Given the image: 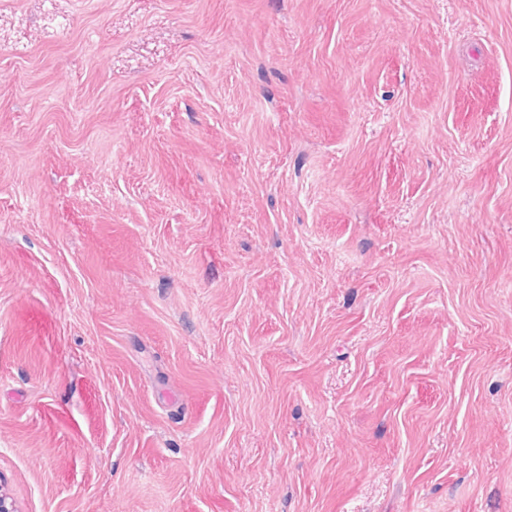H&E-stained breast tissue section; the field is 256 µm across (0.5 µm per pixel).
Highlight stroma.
<instances>
[{"label":"stroma","instance_id":"1","mask_svg":"<svg viewBox=\"0 0 512 512\" xmlns=\"http://www.w3.org/2000/svg\"><path fill=\"white\" fill-rule=\"evenodd\" d=\"M19 512H512V0H0Z\"/></svg>","mask_w":512,"mask_h":512}]
</instances>
